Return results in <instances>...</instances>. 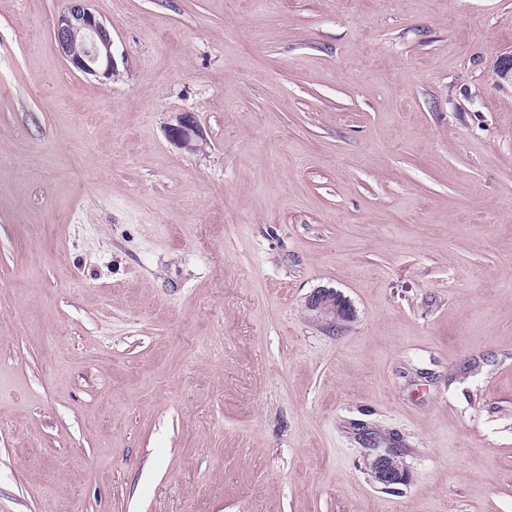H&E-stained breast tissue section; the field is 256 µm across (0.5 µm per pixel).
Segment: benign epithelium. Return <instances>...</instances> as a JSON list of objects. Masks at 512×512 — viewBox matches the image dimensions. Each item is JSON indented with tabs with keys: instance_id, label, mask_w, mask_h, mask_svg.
<instances>
[{
	"instance_id": "7a95c632",
	"label": "benign epithelium",
	"mask_w": 512,
	"mask_h": 512,
	"mask_svg": "<svg viewBox=\"0 0 512 512\" xmlns=\"http://www.w3.org/2000/svg\"><path fill=\"white\" fill-rule=\"evenodd\" d=\"M56 46L75 70L95 79L116 80L122 75L113 51L112 34L107 24L91 9L90 0H69L68 6L53 21ZM168 137L189 151L199 149L205 140L194 113L183 112L168 128ZM307 308L330 328L354 318L351 304L332 288H319L309 295ZM379 484L390 487L405 480V470L391 453L378 454L371 462Z\"/></svg>"
}]
</instances>
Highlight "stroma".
<instances>
[{"label": "stroma", "instance_id": "35a3bbf8", "mask_svg": "<svg viewBox=\"0 0 512 512\" xmlns=\"http://www.w3.org/2000/svg\"><path fill=\"white\" fill-rule=\"evenodd\" d=\"M66 5L0 0V512H512V0H91L115 81ZM90 0H69L68 6L53 21L56 46L75 70L95 79L116 80L122 75L113 51L112 34L107 24L91 9ZM82 44L81 50L76 45ZM168 137L175 144L189 151L199 149L200 143L205 140L203 131L192 112H183L177 117L176 124L168 128ZM307 308L329 328L354 318L351 304L332 288H319L309 295ZM373 476L379 484L390 487L405 480V470L391 453L378 454L371 462Z\"/></svg>", "mask_w": 512, "mask_h": 512}]
</instances>
